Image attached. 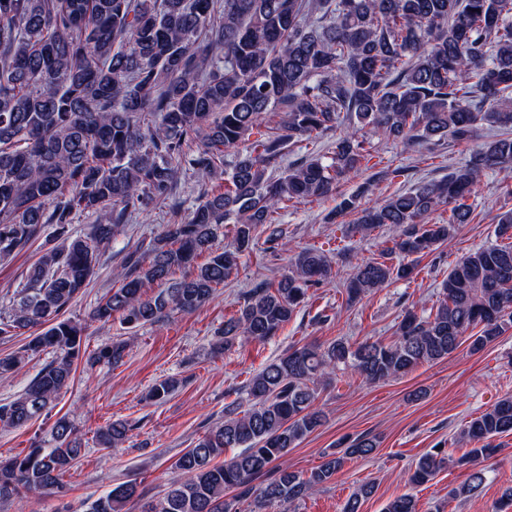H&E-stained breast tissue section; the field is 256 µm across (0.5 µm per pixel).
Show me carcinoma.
<instances>
[{
	"mask_svg": "<svg viewBox=\"0 0 512 512\" xmlns=\"http://www.w3.org/2000/svg\"><path fill=\"white\" fill-rule=\"evenodd\" d=\"M270 112L283 114L274 129L265 122ZM343 118L404 145L499 131L442 180L369 209L359 208L357 193L339 205V215L358 214L364 235L384 225L399 230L389 256L436 250L472 222L469 199L484 172L512 164V0H0V259L55 226V245L31 266L0 318V339L29 338L0 358V374L30 355L52 359L23 393L0 404V424L40 418L69 386L82 359V327L59 316L88 286L102 249L125 231L128 217L167 201L181 172L205 179L224 164V150L251 141L224 191L202 192L187 220L167 225L144 255L126 257L121 287L101 296L89 318L106 324L117 317L136 328L193 312L237 268L236 254L213 250L219 225H232L240 252L263 225L276 244L283 230L274 214L282 205L325 198L361 170L366 139L354 130L336 141L328 163L312 157L278 177L269 172L288 142H312ZM194 140L198 150L185 153ZM441 205L448 222L427 223ZM89 213L105 221L72 235L75 216ZM497 239L460 257L436 308L425 316L406 312L389 341L295 345L263 367L243 387L249 408L238 400L225 405L224 420L176 459L178 477L142 512H290L346 460L374 453L378 439L362 436L305 476L285 466L264 486L252 485L324 425L319 391L336 373L386 381L452 355L469 330L478 352L512 327V210L499 216ZM203 254L208 260L194 275L172 278ZM410 273L407 265L362 261L346 299ZM330 275L324 251L301 250L289 272L252 289L224 321L215 350L276 336L309 288ZM149 283L159 292L147 294ZM126 347L106 343L86 363L116 365ZM130 431L128 422L113 421L98 444L117 448ZM511 433L510 395L468 422L460 435L472 445L466 454L427 453L408 481L422 485L450 464L468 465L467 482L448 498L474 497L486 481L480 460L497 451L495 438ZM226 448L240 453L218 461ZM81 453L72 421L57 418L44 444L0 458V502L64 496V477ZM375 492L374 482L361 484L343 512H361ZM141 498L129 479L85 512H123ZM383 512H418L417 502L397 496Z\"/></svg>",
	"mask_w": 512,
	"mask_h": 512,
	"instance_id": "obj_1",
	"label": "carcinoma"
}]
</instances>
